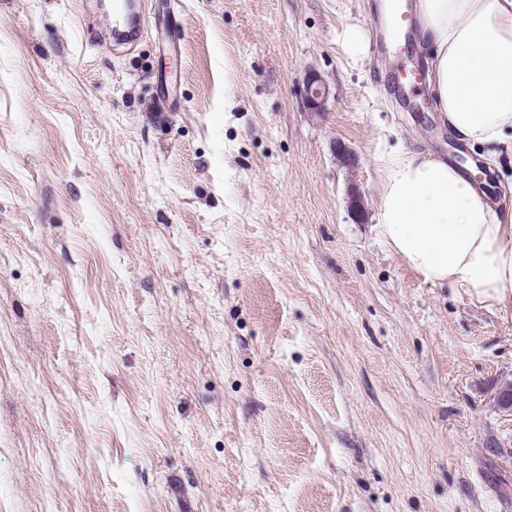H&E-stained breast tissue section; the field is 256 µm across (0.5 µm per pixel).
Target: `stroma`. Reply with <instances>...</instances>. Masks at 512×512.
<instances>
[{"label": "stroma", "mask_w": 512, "mask_h": 512, "mask_svg": "<svg viewBox=\"0 0 512 512\" xmlns=\"http://www.w3.org/2000/svg\"><path fill=\"white\" fill-rule=\"evenodd\" d=\"M168 2L0 0V512H512V314L375 229L389 154L482 155L382 0ZM147 29L140 0H114L112 2V34L116 39H131L133 41ZM391 21L392 22L389 23V30L395 46V51L401 55L406 54L408 51V32L405 27L407 14L403 11L402 7L393 14ZM402 34L403 40L401 39ZM329 97V87L320 76L308 77L303 89V107L307 112L323 111Z\"/></svg>", "instance_id": "obj_1"}]
</instances>
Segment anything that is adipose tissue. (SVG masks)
Wrapping results in <instances>:
<instances>
[{
  "mask_svg": "<svg viewBox=\"0 0 512 512\" xmlns=\"http://www.w3.org/2000/svg\"><path fill=\"white\" fill-rule=\"evenodd\" d=\"M436 109L489 157L512 144V0H417ZM378 234L423 280L512 310V206L485 183L413 150L383 169Z\"/></svg>",
  "mask_w": 512,
  "mask_h": 512,
  "instance_id": "obj_1",
  "label": "adipose tissue"
}]
</instances>
